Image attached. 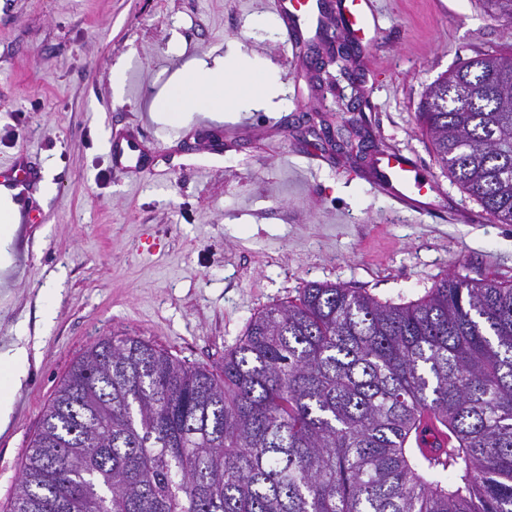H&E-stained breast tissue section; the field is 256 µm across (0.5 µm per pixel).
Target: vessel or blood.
<instances>
[{
	"label": "vessel or blood",
	"instance_id": "obj_1",
	"mask_svg": "<svg viewBox=\"0 0 512 512\" xmlns=\"http://www.w3.org/2000/svg\"><path fill=\"white\" fill-rule=\"evenodd\" d=\"M336 3L337 33L349 34L361 42L370 41L376 27L371 0H336ZM272 4L283 23L284 44L291 50H299L304 34L323 23L319 0H272ZM147 153L146 145L135 136L117 135L112 140L113 168H139ZM375 170L377 190L389 195L401 209L417 211L425 208L435 185L400 151L381 154L375 161ZM420 426L425 438L421 446L423 455L441 460L444 452L453 445V436L428 414L422 417Z\"/></svg>",
	"mask_w": 512,
	"mask_h": 512
}]
</instances>
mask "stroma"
Wrapping results in <instances>:
<instances>
[{"mask_svg": "<svg viewBox=\"0 0 512 512\" xmlns=\"http://www.w3.org/2000/svg\"><path fill=\"white\" fill-rule=\"evenodd\" d=\"M270 3L0 0V169H32L18 197L36 216L0 279V353L30 356L0 427V512L54 391L107 336L217 373L255 313L310 282L392 303L452 276L512 282V224L454 219L482 208L417 120L428 84L508 50L512 32L478 0H373L371 45L345 58L343 38L319 37L296 54ZM231 46L276 66L270 108L225 113L217 146L200 133L204 115L173 124L152 111L178 71ZM129 129L153 156L121 173L110 136ZM393 148L437 184L426 212L373 189V161ZM309 153L323 157L312 171Z\"/></svg>", "mask_w": 512, "mask_h": 512, "instance_id": "stroma-1", "label": "stroma"}]
</instances>
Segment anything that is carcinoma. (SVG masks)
Returning <instances> with one entry per match:
<instances>
[{"label":"carcinoma","mask_w":512,"mask_h":512,"mask_svg":"<svg viewBox=\"0 0 512 512\" xmlns=\"http://www.w3.org/2000/svg\"><path fill=\"white\" fill-rule=\"evenodd\" d=\"M512 29V0H480ZM443 170L512 224V51L431 82ZM429 412L448 465L413 448ZM11 512H512V284L444 278L408 303L309 283L254 314L224 367L91 346L47 404Z\"/></svg>","instance_id":"obj_1"}]
</instances>
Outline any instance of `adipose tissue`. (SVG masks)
<instances>
[{
	"instance_id": "1",
	"label": "adipose tissue",
	"mask_w": 512,
	"mask_h": 512,
	"mask_svg": "<svg viewBox=\"0 0 512 512\" xmlns=\"http://www.w3.org/2000/svg\"><path fill=\"white\" fill-rule=\"evenodd\" d=\"M278 78L263 65L235 56L215 59L213 66L195 67L178 74L155 101L156 111L172 121L192 112H208L222 118L224 110H248L270 101L277 94ZM29 352L18 346L0 354V418H8L12 396L25 376Z\"/></svg>"
}]
</instances>
